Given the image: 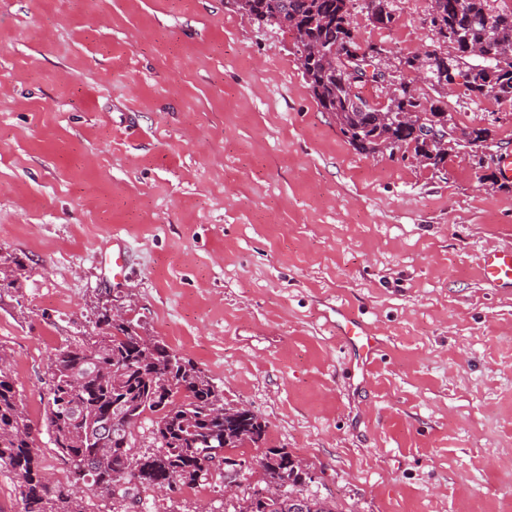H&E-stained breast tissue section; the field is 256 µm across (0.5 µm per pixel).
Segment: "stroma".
Returning <instances> with one entry per match:
<instances>
[{
    "mask_svg": "<svg viewBox=\"0 0 512 512\" xmlns=\"http://www.w3.org/2000/svg\"><path fill=\"white\" fill-rule=\"evenodd\" d=\"M360 43L436 48L430 0ZM512 154V106L448 95ZM126 244L112 273V238ZM512 178L355 151L317 107L290 34L224 0H0V346L34 423L56 349L120 308L266 423L337 512H512ZM362 311L367 382L326 314ZM212 471L156 512H224ZM484 280L493 286L512 287V248L500 247L481 255Z\"/></svg>",
    "mask_w": 512,
    "mask_h": 512,
    "instance_id": "obj_1",
    "label": "stroma"
}]
</instances>
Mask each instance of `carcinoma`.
I'll use <instances>...</instances> for the list:
<instances>
[{"mask_svg": "<svg viewBox=\"0 0 512 512\" xmlns=\"http://www.w3.org/2000/svg\"><path fill=\"white\" fill-rule=\"evenodd\" d=\"M355 0H225V5L260 26L296 33L295 55L322 112L336 121L353 149L375 155L389 150L412 151L434 167L447 152L420 138L398 119L386 122L381 112L422 109L448 118L442 91L448 87L446 60L427 64L415 53L399 61L425 71L427 91L414 97L400 92L386 105H373L361 86L345 88L339 69L305 54L310 44L338 56L360 54L365 70L375 64L382 46H363L348 31ZM491 0H431L430 29L444 44L487 46L482 56L461 58L458 74L477 98L512 104V62L500 60L494 46H512V10H496ZM368 15L382 28L395 21L394 0H364ZM484 150L491 148L486 128L462 130ZM96 335L69 343L50 358L48 378L40 392L44 401L42 426L58 453L67 460L73 480L50 481L35 446L34 427L17 388L11 362L0 345V470L14 474L21 512H86L84 497L73 489L78 481L112 497V512H148L140 493L167 483L176 491L193 488L206 478L204 470L216 456L264 439L266 424L253 414L241 420L224 416V397L205 372L172 352L161 341L143 340L132 321L115 322L111 310L97 316ZM151 422L153 449L138 454L135 427ZM265 488H282L281 496H266L253 488L242 498L224 501V512H290L286 493L308 501V512H336L335 504L305 491L312 477L307 466L285 448H268L257 460Z\"/></svg>", "mask_w": 512, "mask_h": 512, "instance_id": "cac0c4a2", "label": "carcinoma"}]
</instances>
